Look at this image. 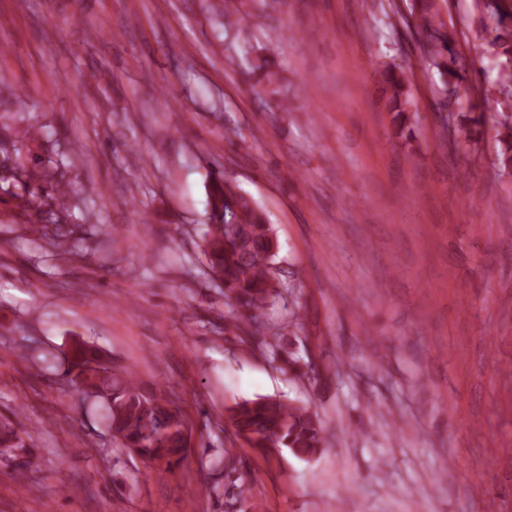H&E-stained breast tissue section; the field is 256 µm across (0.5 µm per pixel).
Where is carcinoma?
<instances>
[{
    "label": "carcinoma",
    "mask_w": 512,
    "mask_h": 512,
    "mask_svg": "<svg viewBox=\"0 0 512 512\" xmlns=\"http://www.w3.org/2000/svg\"><path fill=\"white\" fill-rule=\"evenodd\" d=\"M476 5L481 13L496 21L494 28L477 31L498 74L495 83L482 90L481 97L496 109V136L501 144L497 161L506 168L512 165V0H476ZM407 27L420 36L416 44L421 58L443 78V94H458L459 82L463 80L460 57L452 49L453 32L442 18L437 0H412ZM252 73L257 76L255 86L261 91L278 92V72L269 59L256 57ZM374 78L386 95L392 122L403 129L415 106L403 70L389 63L376 69ZM207 196L209 224L201 238V253L211 280L224 287V299L236 311L235 338L261 349L294 379L319 380L310 361L283 350L267 336L254 335V326L265 308L282 296L275 277L279 247L273 245L275 231L266 214L221 174L212 175ZM28 211L30 230L34 233L53 242L68 238L69 231L62 224L48 231V226L42 223L41 206L31 201ZM67 373L83 402L99 405L106 411L112 441L119 453L115 461H120L127 449L135 448L142 458L157 463L163 474L182 466L191 444L192 428L165 390L145 389L132 371L113 367L98 347L85 341L72 344ZM224 412L234 436L262 453L279 448L309 461L325 450V423L308 405L280 396L258 395L228 406ZM27 438L29 435L15 421L0 418V455L20 457L32 469L38 459ZM224 479V495L235 502L247 499L248 478L227 449Z\"/></svg>",
    "instance_id": "obj_1"
}]
</instances>
